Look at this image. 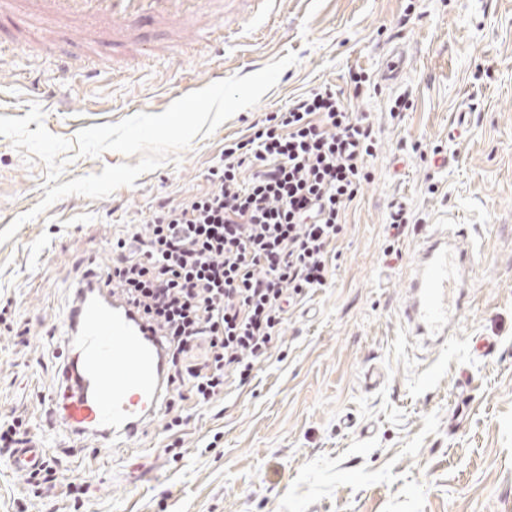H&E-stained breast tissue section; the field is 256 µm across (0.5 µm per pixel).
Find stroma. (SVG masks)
Instances as JSON below:
<instances>
[{"instance_id":"stroma-1","label":"stroma","mask_w":512,"mask_h":512,"mask_svg":"<svg viewBox=\"0 0 512 512\" xmlns=\"http://www.w3.org/2000/svg\"><path fill=\"white\" fill-rule=\"evenodd\" d=\"M257 25L226 9L222 25L185 47L158 30L156 55L127 70L105 43L53 29L51 53L20 54L29 23L0 18V116L43 112L52 134L159 114L215 69L257 72L298 61L255 107L169 155L108 197H64L0 243V416L37 429L57 385L49 340L85 272L112 265L127 225L161 203L206 189L225 141L305 91H343L373 123L378 148L347 210L325 286L290 308L281 339L221 415L192 411L182 455L164 452V418L136 444L96 447L52 433L45 454L75 445L59 471L57 512H512V0H277ZM407 24H400V17ZM405 63L383 78L393 49ZM374 83L354 96L350 75ZM410 107L391 117L396 98ZM470 114L453 135L457 112ZM441 154L447 165L434 163ZM47 167L0 136V230L44 198ZM407 224L394 235L391 213ZM428 224H464L476 257L460 310L461 341L441 352L407 336L400 318ZM88 482L81 510L66 496ZM0 457V512H40Z\"/></svg>"}]
</instances>
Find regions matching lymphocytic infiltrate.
Wrapping results in <instances>:
<instances>
[{"label":"lymphocytic infiltrate","mask_w":512,"mask_h":512,"mask_svg":"<svg viewBox=\"0 0 512 512\" xmlns=\"http://www.w3.org/2000/svg\"><path fill=\"white\" fill-rule=\"evenodd\" d=\"M376 148L343 95L310 90L226 143L206 190L159 206L147 232L113 243L112 294L164 352L165 453L182 454L189 417L179 406L223 405L229 383H249L269 358L290 305L326 284L330 246Z\"/></svg>","instance_id":"f902f5d3"}]
</instances>
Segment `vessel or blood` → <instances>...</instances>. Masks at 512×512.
Masks as SVG:
<instances>
[{"mask_svg": "<svg viewBox=\"0 0 512 512\" xmlns=\"http://www.w3.org/2000/svg\"><path fill=\"white\" fill-rule=\"evenodd\" d=\"M208 0H0V17L26 9L45 24L79 22L89 37L110 27L112 41L136 66L156 46L136 32L142 22L182 29L184 40L198 36L195 21ZM463 230L429 225L416 251L415 274L403 306L412 335L448 348L468 286L471 254L462 246ZM92 284L82 289L77 306L59 323L58 349L63 366L50 409L62 412L73 436H94L99 447H123L139 439L157 415L165 392L161 348L102 281L94 258L84 261ZM42 443L16 449L10 465L25 476L42 460Z\"/></svg>", "mask_w": 512, "mask_h": 512, "instance_id": "b4317fda", "label": "vessel or blood"}]
</instances>
